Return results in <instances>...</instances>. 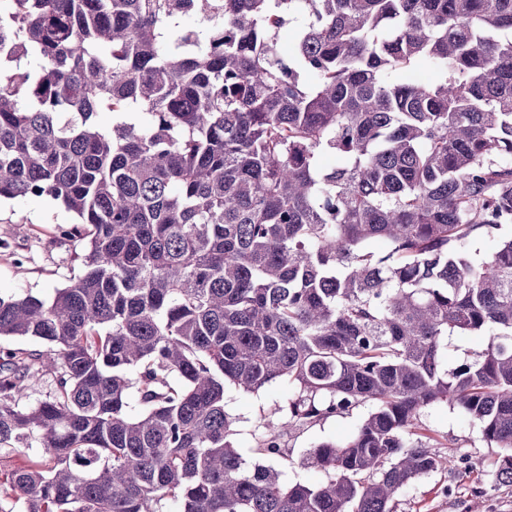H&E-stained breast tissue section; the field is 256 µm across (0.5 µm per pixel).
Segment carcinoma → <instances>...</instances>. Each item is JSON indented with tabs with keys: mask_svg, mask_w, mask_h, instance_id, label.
<instances>
[{
	"mask_svg": "<svg viewBox=\"0 0 512 512\" xmlns=\"http://www.w3.org/2000/svg\"><path fill=\"white\" fill-rule=\"evenodd\" d=\"M44 196L83 271L0 295L8 512H394L438 402L512 487V0H0V199ZM277 381L249 460L225 387ZM366 404L320 484L261 463ZM484 340L481 336H450L448 339V366L455 367L481 351Z\"/></svg>",
	"mask_w": 512,
	"mask_h": 512,
	"instance_id": "carcinoma-1",
	"label": "carcinoma"
}]
</instances>
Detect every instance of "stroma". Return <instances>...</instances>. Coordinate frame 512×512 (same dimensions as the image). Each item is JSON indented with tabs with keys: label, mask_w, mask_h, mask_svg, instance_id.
<instances>
[{
	"label": "stroma",
	"mask_w": 512,
	"mask_h": 512,
	"mask_svg": "<svg viewBox=\"0 0 512 512\" xmlns=\"http://www.w3.org/2000/svg\"><path fill=\"white\" fill-rule=\"evenodd\" d=\"M74 214L48 197L17 198L0 201V238L10 244L9 251L0 252V294L24 296L32 294L52 298L56 289L81 272L82 264L74 256L70 242L56 238L60 225L75 223ZM24 253L28 261L16 266L13 253ZM289 394L287 384L274 382L258 392L226 387L224 406L237 420L235 445L248 453L254 443V429L261 416L270 415L275 404ZM367 407L352 414L331 418L288 437L293 464L281 465L284 483L300 482L315 485L322 481L320 471L301 467L303 453L323 441H341L349 437ZM422 421L439 439L446 467L411 484L397 499V512H466L474 499H482L484 512H512V488L495 487L493 471L500 454L482 437L477 425L470 423L448 405L428 408Z\"/></svg>",
	"instance_id": "1"
}]
</instances>
